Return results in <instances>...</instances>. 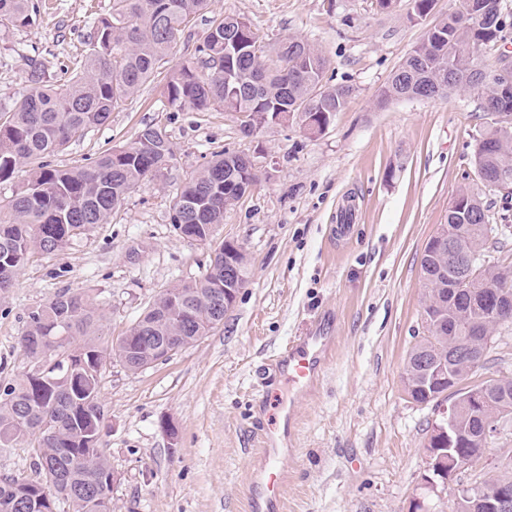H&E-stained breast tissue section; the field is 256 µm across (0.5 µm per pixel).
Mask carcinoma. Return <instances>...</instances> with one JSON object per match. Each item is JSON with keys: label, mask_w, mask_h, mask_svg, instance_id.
<instances>
[{"label": "carcinoma", "mask_w": 512, "mask_h": 512, "mask_svg": "<svg viewBox=\"0 0 512 512\" xmlns=\"http://www.w3.org/2000/svg\"><path fill=\"white\" fill-rule=\"evenodd\" d=\"M409 21L427 16L435 0H412ZM502 0H462L429 28L405 57L377 104L422 95L446 97L468 88L478 92L479 109L492 111L500 122L481 133L474 151L480 187L461 188L448 208L446 226L458 230L456 250L473 257L480 276L462 287L466 270L453 280L444 273L439 245L424 251L422 316L436 326L424 339V349L445 360L454 375L467 372L471 362L486 356L480 336L512 326V308L488 304L491 288L512 292V264H499L487 245L486 214L481 190L512 192V92H499L492 82L495 69L512 67L502 54L490 64L486 47L506 40ZM209 0H112L110 13L91 22L85 62L64 70L61 83L49 80L41 58L27 60V79L33 90L12 102H0V183L25 173L22 184L0 201V290L11 287L16 274L35 251L62 249L79 232L107 224L140 182L155 177L173 152L165 131L155 125L141 128L129 145L108 150L72 166L50 158L70 141L105 124L141 86L173 57L184 28ZM41 16L33 0H0V27L33 28ZM237 24L234 15L212 21L191 60L170 67L163 85V104L171 109L208 112L222 108L243 117L288 110L306 125L309 116L340 111L351 93L348 86L322 88L329 60L310 45L288 39L282 58L266 65V50L251 33L257 54L246 53L224 66V29ZM259 182V173L243 167V155L223 151L212 156L184 184L170 203L171 224L187 239H203L210 227L224 223V204L214 197L237 196L242 181ZM224 245L214 250L206 273L198 280L177 283L149 304L124 335L100 342L102 316L89 296L65 289L27 315L21 347L31 365L0 390V447L22 439L35 448L36 479L0 480V512H58L62 501L71 512H111L112 467L100 451L103 408L99 377L108 359L130 371L143 369L168 351L181 349L212 329V302L223 291ZM417 403H430L440 389L414 381L415 367L405 370ZM495 405L480 415L466 414L460 424L469 438L460 452L483 451L473 439L481 419L499 422L512 416V379L499 380ZM512 486V474L482 482V498L497 486Z\"/></svg>", "instance_id": "cac0c4a2"}]
</instances>
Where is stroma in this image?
I'll return each instance as SVG.
<instances>
[{"label":"stroma","mask_w":512,"mask_h":512,"mask_svg":"<svg viewBox=\"0 0 512 512\" xmlns=\"http://www.w3.org/2000/svg\"><path fill=\"white\" fill-rule=\"evenodd\" d=\"M32 29H0V100L32 89L28 58L50 73L80 54L93 14L112 0H37ZM460 0H436L411 22V0L389 13L375 0H211L210 14L247 18L266 48L295 37L328 57L327 85L351 93L324 131L295 121L241 132L235 113L177 112L155 75L110 120L55 157L72 165L130 144L143 126L164 128L173 158L113 213L52 254H34L0 293V385L26 371L19 345L27 314L63 289L91 294L102 341L122 335L163 290L202 277L215 245L237 243L248 277L222 324L165 362L138 372L110 360L100 375L101 451L121 480L112 512H249L266 466L261 437L275 400H294L279 512H408L437 417L407 394L408 353L425 333L420 261L457 190L471 184L474 150L494 117L477 92L402 99L376 107L380 88ZM199 15L176 60L193 57L208 29ZM250 156L254 190L228 206L211 243L178 236L171 199L217 151ZM351 212L347 235L336 229ZM140 257L129 261L131 248ZM330 337L326 365L301 398L271 362L298 336Z\"/></svg>","instance_id":"obj_1"}]
</instances>
